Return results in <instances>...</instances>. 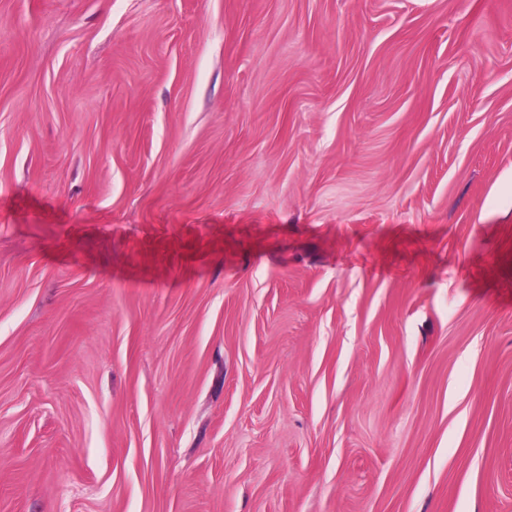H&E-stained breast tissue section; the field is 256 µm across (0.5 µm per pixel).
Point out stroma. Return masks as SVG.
Masks as SVG:
<instances>
[{"label": "stroma", "mask_w": 512, "mask_h": 512, "mask_svg": "<svg viewBox=\"0 0 512 512\" xmlns=\"http://www.w3.org/2000/svg\"><path fill=\"white\" fill-rule=\"evenodd\" d=\"M0 512H512V0H0Z\"/></svg>", "instance_id": "stroma-1"}]
</instances>
